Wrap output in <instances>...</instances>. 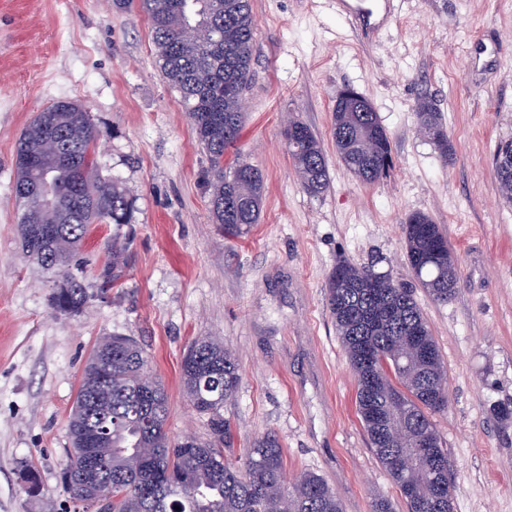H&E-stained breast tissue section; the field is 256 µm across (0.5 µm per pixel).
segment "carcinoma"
<instances>
[{
	"instance_id": "1",
	"label": "carcinoma",
	"mask_w": 512,
	"mask_h": 512,
	"mask_svg": "<svg viewBox=\"0 0 512 512\" xmlns=\"http://www.w3.org/2000/svg\"><path fill=\"white\" fill-rule=\"evenodd\" d=\"M150 21L155 56L164 77L180 92L185 112L207 156L205 183L211 210L224 234L247 235L258 223L262 172L224 154L240 138L244 112L238 101L253 79L254 27L251 0H139ZM419 128L448 158L452 146L440 113L426 100L415 108ZM42 124L59 133L61 147L76 164L53 173L55 193L83 202L75 212L57 210L26 196L45 155L40 128L28 124L18 141L26 159L15 160L14 193L22 206L20 223L57 224V250L42 247L20 231L23 255L63 274L70 287L53 290L52 309L60 316L81 312L91 294L79 278L78 247L92 224L113 228L108 260L116 286L129 267L123 227L131 222L132 202L121 184L103 180L93 164L100 131L84 106L60 100L40 112ZM289 153L305 191L318 195L330 184L323 148L312 129L294 119L284 129ZM332 137L342 163L360 181H380L392 165L390 136L376 112H345L341 98L333 109ZM502 200L512 204V141L495 154ZM409 268L431 299L446 303L458 288V259L432 217L414 212L402 225ZM328 308L336 334L357 382L356 404L363 428L380 464L405 499L408 512H448V450L431 415L448 408V373L430 326L412 290L366 266L336 264L328 279ZM112 339L110 378L100 379L89 362L81 386L93 384L109 398L107 411L94 400L75 404L69 426L112 428V447L100 470L112 482L111 512H343L336 494L318 474L288 477L281 445L272 433L256 438L241 457L232 447L224 404L240 383L235 355L215 336L194 340L181 363V382L193 407L208 417L211 438L185 450L169 437L164 385L151 373L146 351L120 334ZM389 393L401 396L408 421L374 417Z\"/></svg>"
}]
</instances>
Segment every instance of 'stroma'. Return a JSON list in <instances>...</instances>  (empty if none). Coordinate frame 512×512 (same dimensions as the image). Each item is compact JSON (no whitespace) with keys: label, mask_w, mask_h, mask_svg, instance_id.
Returning <instances> with one entry per match:
<instances>
[{"label":"stroma","mask_w":512,"mask_h":512,"mask_svg":"<svg viewBox=\"0 0 512 512\" xmlns=\"http://www.w3.org/2000/svg\"><path fill=\"white\" fill-rule=\"evenodd\" d=\"M391 24L364 40L333 0H252L254 77L238 149L260 169V219L244 237L215 224L206 157L180 96L155 62L147 16L132 0H0V512H97L60 472L68 420L97 342L120 333L148 353L165 385L171 436L208 439L206 416L182 392L181 361L200 336L223 340L241 380L224 416L234 453L275 433L288 474L321 475L344 512L375 497L407 506L376 458L357 412L356 383L327 306L340 259L413 287L448 371L436 429L453 462L454 512H512V206L494 172L512 139V0H396ZM387 129L393 166L366 185L340 161L332 111L344 86ZM439 110L453 148L442 160L415 106ZM84 105L101 131L94 161L132 202L131 264L97 296L112 227L82 244L93 298L55 316L54 273L24 258L14 156L21 130L54 102ZM306 123L321 141L330 186L300 185L283 129ZM424 212L458 257L448 303L417 287L401 226ZM38 472L34 493L24 467Z\"/></svg>","instance_id":"obj_1"}]
</instances>
